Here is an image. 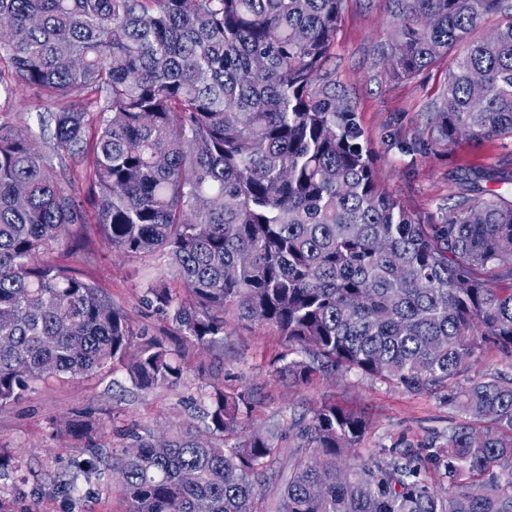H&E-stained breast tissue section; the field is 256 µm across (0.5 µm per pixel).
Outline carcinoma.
I'll use <instances>...</instances> for the list:
<instances>
[{"label":"carcinoma","instance_id":"1","mask_svg":"<svg viewBox=\"0 0 512 512\" xmlns=\"http://www.w3.org/2000/svg\"><path fill=\"white\" fill-rule=\"evenodd\" d=\"M375 64L412 79L451 62L419 145L512 142V0H382ZM344 0H0L8 79L56 106L37 140L0 123V411L33 385L116 363L175 387L188 351L220 353L224 315L270 328L295 385L356 370L411 394L463 399L445 448H359L365 415L323 401L300 421L276 512H512V377L459 378L481 350L512 359V200L465 189L423 223L376 174L326 68ZM81 176L66 177L69 159ZM175 271L146 293L183 346L137 331L60 260L76 224ZM204 426L103 455L101 419L56 430L90 470L117 469L129 512H259L280 448L240 432L252 402L206 393ZM444 469L439 495L422 466ZM186 471L195 473L184 482Z\"/></svg>","mask_w":512,"mask_h":512}]
</instances>
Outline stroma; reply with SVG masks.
<instances>
[{
  "label": "stroma",
  "instance_id": "stroma-1",
  "mask_svg": "<svg viewBox=\"0 0 512 512\" xmlns=\"http://www.w3.org/2000/svg\"><path fill=\"white\" fill-rule=\"evenodd\" d=\"M390 33V19L380 0H345L336 48L327 64L355 106L380 183L418 218L431 223L457 194L460 181L511 195L512 166L501 164L504 149L498 142L462 141L445 151L416 147L415 138L447 80L448 66L439 64L409 80L391 79L375 66L373 55ZM49 109L31 88L19 85L10 93L0 89L1 123L36 134L39 113ZM80 234L88 244L75 268L107 288L137 330L176 339L172 321L144 301L156 269L114 251L95 226L82 228ZM284 352L280 337L266 327L231 317L223 356L192 357L177 387L138 389L119 364L83 378L35 385L0 412V453L26 476L28 487L39 488V498L30 503L33 512H127L117 471L85 470L81 442L59 439L57 425L78 413L107 420L99 441L107 451L118 453L129 446L125 431L131 427L159 434L203 425L205 393L210 384L224 383L245 391L255 402L251 416L241 423L243 431L262 427L282 432L280 453L264 488L272 503L297 460L298 439L291 422L310 414L323 399L333 397L365 413L370 428L362 446L371 452L407 445L442 447L451 430L467 419L461 402L411 395L355 371L328 374L307 386L281 381L275 369Z\"/></svg>",
  "mask_w": 512,
  "mask_h": 512
}]
</instances>
